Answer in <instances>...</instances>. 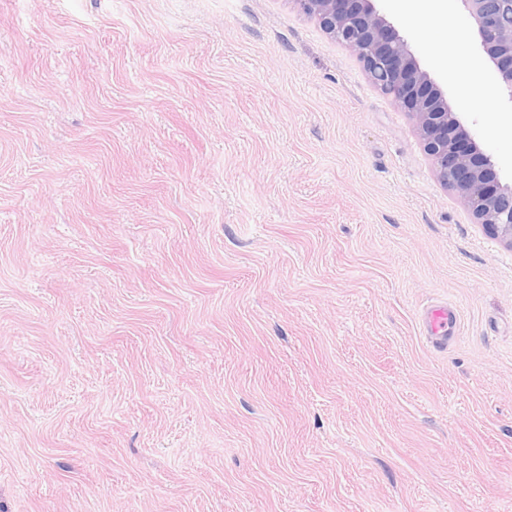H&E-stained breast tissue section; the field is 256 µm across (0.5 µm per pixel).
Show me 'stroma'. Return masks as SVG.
I'll use <instances>...</instances> for the list:
<instances>
[{
	"label": "stroma",
	"mask_w": 512,
	"mask_h": 512,
	"mask_svg": "<svg viewBox=\"0 0 512 512\" xmlns=\"http://www.w3.org/2000/svg\"><path fill=\"white\" fill-rule=\"evenodd\" d=\"M0 512H512V248L293 0H0ZM457 322V308L455 305L441 304L432 307L425 316L423 324L424 333L427 341L436 349H446L449 331L453 330Z\"/></svg>",
	"instance_id": "obj_1"
}]
</instances>
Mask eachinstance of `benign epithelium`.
I'll return each instance as SVG.
<instances>
[{"label": "benign epithelium", "instance_id": "1", "mask_svg": "<svg viewBox=\"0 0 512 512\" xmlns=\"http://www.w3.org/2000/svg\"><path fill=\"white\" fill-rule=\"evenodd\" d=\"M332 39L355 53L371 83L414 120L437 177L456 191L475 223L512 247V183L460 122L374 0H291ZM481 46L512 97V0H461Z\"/></svg>", "mask_w": 512, "mask_h": 512}]
</instances>
